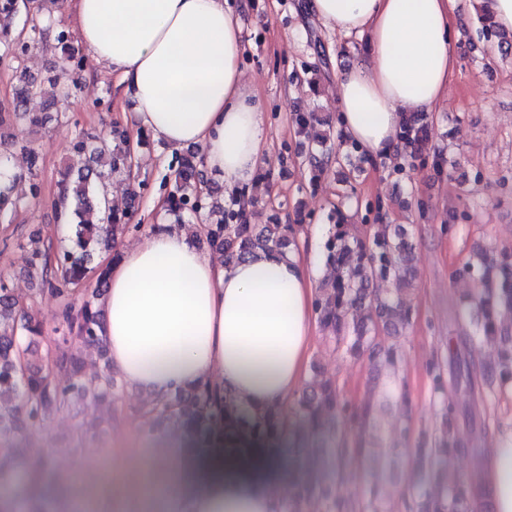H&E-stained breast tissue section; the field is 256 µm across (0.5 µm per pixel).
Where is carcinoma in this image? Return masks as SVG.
<instances>
[{
  "instance_id": "obj_1",
  "label": "carcinoma",
  "mask_w": 512,
  "mask_h": 512,
  "mask_svg": "<svg viewBox=\"0 0 512 512\" xmlns=\"http://www.w3.org/2000/svg\"><path fill=\"white\" fill-rule=\"evenodd\" d=\"M57 0H40L37 8L31 0H0V53L16 56L39 43L51 27L48 5ZM26 12L31 36L26 41L12 35V21ZM55 40L62 51L60 73L50 83L55 89L52 105L60 104L57 122H68L66 110L75 103L78 90L76 70L81 57L69 34L60 30ZM16 88L12 101L0 103V125L23 123L30 129L42 124L37 112L28 109L30 100L41 93V87L22 69L15 71ZM133 155L126 130L103 126L93 132H81L72 141L71 156L62 172L58 192L70 201L72 246L52 248L32 240L29 273L39 280L42 289L58 295L74 294V287L84 282L91 268L88 261L95 253L118 257L117 243L125 234L136 231L132 204L123 209L102 205L105 182L115 175L131 178ZM176 177L168 195L170 210L206 214L203 236L208 246L227 257V262L255 257L259 254L293 251L288 224H252L241 206L223 207L210 201V194L199 193L203 183L198 154L191 152L177 160ZM19 200L12 188L0 187V218L12 214ZM325 249L327 263L336 269V277L318 289L315 312L327 343L353 358L368 356L373 362L384 361L392 373L400 367L398 349L379 347V329L406 326L412 309L405 301L390 294L377 299L378 318L365 304L369 286L376 280L390 279L396 291L413 278L412 247L402 238L399 227L383 224L369 237L371 245L358 238L342 224L334 225ZM458 274H472L480 281L478 306L484 319L483 331L495 332L496 314L502 307L512 308V262L493 261L484 256L466 261ZM108 271L96 275V291L83 301L76 315L65 311L63 320L70 335L63 337L68 349L57 357L53 368L32 359L31 345L41 334L38 320L20 305L6 281L0 280V478L11 477L19 462H25L26 479L44 473L48 465L18 445L21 425L36 428L53 411L78 412L87 402L112 404L114 393L110 363L100 377L95 391H90L83 375V347L105 348L98 336L100 311L95 301L107 286ZM498 377L512 380V344L497 349ZM68 376L66 385L56 383L55 371ZM336 416L359 432L376 420L368 406L353 405L341 398L336 381L313 373L306 382L292 417L279 410L267 409L252 418L241 415L232 395L207 383L171 397L158 398L142 409L148 436L161 432L164 425H175L190 443H205L224 451L256 450L262 452L278 445L287 435L296 437L311 432H325V415ZM336 453L343 460L360 458L368 452L363 439L349 440L342 435L334 439ZM316 503L319 512H382L379 499L372 495L362 501L346 502L336 497L331 488L316 482L300 485L295 495L281 505L279 512H299L304 504ZM465 494L444 492L423 501L418 512H469Z\"/></svg>"
}]
</instances>
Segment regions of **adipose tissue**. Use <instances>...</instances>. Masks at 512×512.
Masks as SVG:
<instances>
[{
  "mask_svg": "<svg viewBox=\"0 0 512 512\" xmlns=\"http://www.w3.org/2000/svg\"><path fill=\"white\" fill-rule=\"evenodd\" d=\"M82 45L134 104L125 122L174 149L196 148L231 190L264 164V107L243 79L242 29L228 0H65ZM370 62L337 83L345 142L368 157L400 144L401 113L429 111L453 77L451 0H311ZM312 270L301 253L214 262L181 226L150 231L110 267L101 334L131 386L165 397L214 382L251 415L287 408L315 328ZM293 476L280 454L141 449L126 490L141 512H279ZM493 512H512V435L492 449Z\"/></svg>",
  "mask_w": 512,
  "mask_h": 512,
  "instance_id": "1",
  "label": "adipose tissue"
}]
</instances>
